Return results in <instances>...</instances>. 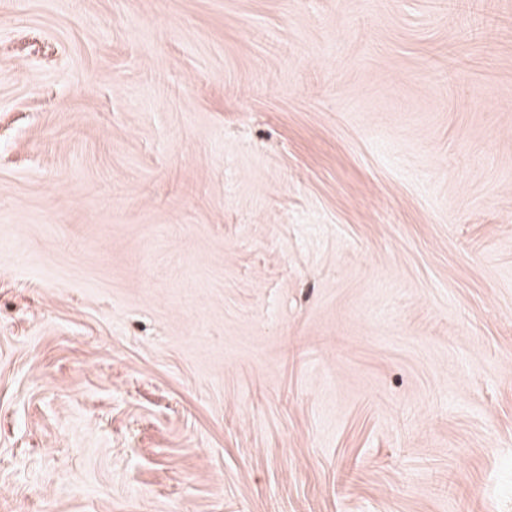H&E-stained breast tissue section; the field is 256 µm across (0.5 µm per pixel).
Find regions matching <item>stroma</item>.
Returning <instances> with one entry per match:
<instances>
[{
	"label": "stroma",
	"mask_w": 512,
	"mask_h": 512,
	"mask_svg": "<svg viewBox=\"0 0 512 512\" xmlns=\"http://www.w3.org/2000/svg\"><path fill=\"white\" fill-rule=\"evenodd\" d=\"M0 512H512V0H0Z\"/></svg>",
	"instance_id": "35a3bbf8"
}]
</instances>
